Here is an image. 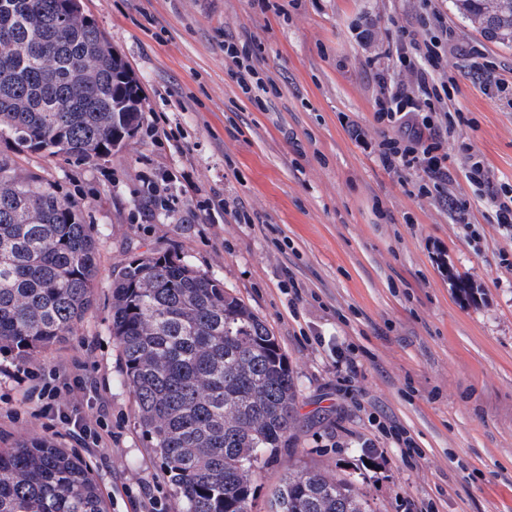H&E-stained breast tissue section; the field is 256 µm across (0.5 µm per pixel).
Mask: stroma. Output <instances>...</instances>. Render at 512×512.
<instances>
[{"mask_svg": "<svg viewBox=\"0 0 512 512\" xmlns=\"http://www.w3.org/2000/svg\"><path fill=\"white\" fill-rule=\"evenodd\" d=\"M87 15L139 81L133 137L90 164L26 153L19 168L59 184L83 208L97 247L92 306L76 335L21 361L0 355V448L47 439L78 454L109 512H180L137 419L111 333L112 270L169 253L233 291L276 336L293 372L298 425L254 484L252 512H270L288 471L321 469L353 482L372 512H512V271L484 200L451 166L448 194L468 204L484 237L474 250L456 212L386 170L351 138L377 140L376 70L411 75L385 51L400 27L428 38L431 11L456 33L438 71L464 121L443 146L483 157L512 183V49L486 40L452 0H84ZM233 37L267 92L244 93L224 57ZM175 200L151 204L148 186ZM245 204L255 223H236ZM305 290L290 307L279 282ZM353 348L354 379L335 350ZM82 361L90 392L77 414L112 432L80 444L61 420L43 423L11 371ZM391 421L417 447L406 456L377 430Z\"/></svg>", "mask_w": 512, "mask_h": 512, "instance_id": "stroma-1", "label": "stroma"}]
</instances>
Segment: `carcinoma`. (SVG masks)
<instances>
[{
    "mask_svg": "<svg viewBox=\"0 0 512 512\" xmlns=\"http://www.w3.org/2000/svg\"><path fill=\"white\" fill-rule=\"evenodd\" d=\"M72 2L77 14L64 8ZM487 0H454L472 21ZM479 32L512 47V0ZM83 0H0V137L88 163L141 119L126 62ZM97 250L59 186L0 155V352L28 358L74 336L93 302ZM112 336L143 436L182 512H250L253 482L294 427L296 386L267 325L224 283L168 255L112 272ZM276 512H370L354 484L288 474ZM0 512H107L87 466L49 440L0 448Z\"/></svg>",
    "mask_w": 512,
    "mask_h": 512,
    "instance_id": "carcinoma-1",
    "label": "carcinoma"
}]
</instances>
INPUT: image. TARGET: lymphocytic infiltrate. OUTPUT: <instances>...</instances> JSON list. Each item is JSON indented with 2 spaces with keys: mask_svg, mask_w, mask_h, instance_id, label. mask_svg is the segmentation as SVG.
I'll list each match as a JSON object with an SVG mask.
<instances>
[{
  "mask_svg": "<svg viewBox=\"0 0 512 512\" xmlns=\"http://www.w3.org/2000/svg\"><path fill=\"white\" fill-rule=\"evenodd\" d=\"M413 37V31L401 28L390 52L401 65L415 71L416 89L388 82L383 74H376L380 96L375 102L374 118L381 127L380 138L369 141L356 125L350 126L349 133L360 147L377 152L385 169L413 181L423 195L445 184L453 161L442 142L453 129L455 118L436 110L437 103L449 93L448 85L436 82L433 73L440 67L441 45L452 41L455 33L447 24H437L435 34L414 59L407 55V42ZM459 151L467 164L466 179L489 197L502 236L512 240V189L494 186L484 160L471 153L468 146H460ZM65 379L67 386L63 389L47 379L39 380L35 386L38 415L68 418L71 392L84 389L86 383L77 365L66 373Z\"/></svg>",
  "mask_w": 512,
  "mask_h": 512,
  "instance_id": "1",
  "label": "lymphocytic infiltrate"
}]
</instances>
